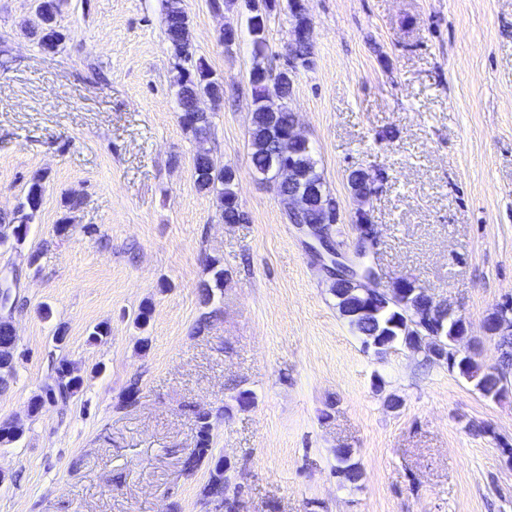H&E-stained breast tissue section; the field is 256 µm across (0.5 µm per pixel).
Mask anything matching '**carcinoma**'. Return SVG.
I'll use <instances>...</instances> for the list:
<instances>
[{
  "mask_svg": "<svg viewBox=\"0 0 512 512\" xmlns=\"http://www.w3.org/2000/svg\"><path fill=\"white\" fill-rule=\"evenodd\" d=\"M165 35L169 47L178 58H190V19L184 0H164ZM58 9L56 0H40L38 10L44 19L39 43L46 46L53 37L60 35L53 25ZM253 35L252 55L254 65L250 75H261V78L251 82L253 101L271 100L273 104L256 106L252 112L250 132V163L252 169L263 173L269 171V161L278 150L279 141L288 136V127L292 120L289 100L294 88L288 87V80L283 71L273 72L262 66V61L269 55V45L264 36L265 24L249 20ZM178 87L180 105V123L183 128L192 133L194 138L202 141L206 138L210 122L204 112L193 110L192 103L196 96L208 94L217 100L224 97V82L213 75V71L203 59L193 62L192 69L181 68L175 79ZM291 160L300 180L314 182L320 190L321 197H305L301 206L302 218L311 223H321L326 204L332 201L326 191L322 173L317 170L316 162L311 155L310 146L300 145L294 148ZM195 184L199 191L213 194L219 204V216L226 224H241L248 220L247 214L241 209L235 191L236 171L230 165H220L215 161L210 151L201 147L193 158ZM43 177L38 176L29 187L25 202L17 207L21 213L19 223L0 224V248L19 249L26 242L29 223L34 219L41 203L43 192ZM366 175L360 170L350 172L348 185L358 199L366 198ZM210 272L212 282L201 284V296L204 303H209L213 297V289L224 287V268L216 259L211 260ZM331 292L336 299V307L352 329L363 337L364 343L381 340L380 352L395 344L421 339L422 348L427 359H433L432 352L442 344L452 345V340L460 336L465 328V321L444 311L441 316L447 325L445 336H425L422 331L420 309L424 308L429 295L426 287L415 286L414 293L408 303L400 306L386 303L384 305L367 306V298L359 288L344 287L332 284ZM500 356L497 363L482 368L471 356H465L455 363L460 375L475 381V386L487 398L497 400L502 397L501 381L512 377V332L498 335ZM17 339L12 337L11 318L0 317V391L10 387L15 376V358ZM83 380L75 374L74 368L66 360L59 361L54 368L51 381L46 383L42 394L36 396L31 403L32 413H38L45 402L67 404L79 394ZM223 410L213 414L209 411L195 412L197 433L194 448L182 460L183 470L192 475L205 462H210L209 477L201 491V499L224 503V512H230L227 499L232 497L229 477L224 475V459L214 456L213 416H221ZM24 434L21 426L13 422L0 423V447H9L18 443ZM336 475L355 483L361 477L360 468L352 461V452L348 448L336 450Z\"/></svg>",
  "mask_w": 512,
  "mask_h": 512,
  "instance_id": "obj_1",
  "label": "carcinoma"
}]
</instances>
